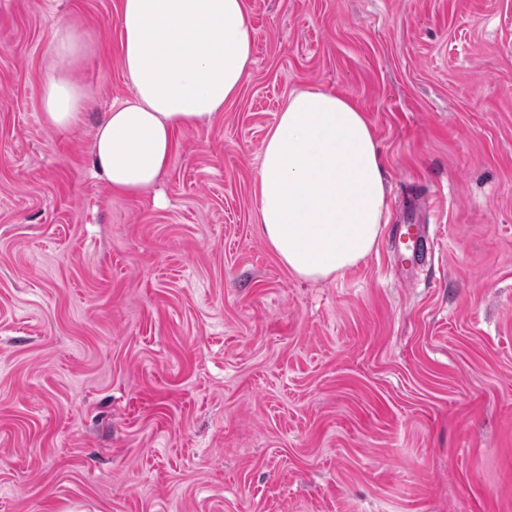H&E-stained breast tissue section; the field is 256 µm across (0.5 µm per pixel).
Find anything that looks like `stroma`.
<instances>
[{
  "instance_id": "stroma-1",
  "label": "stroma",
  "mask_w": 512,
  "mask_h": 512,
  "mask_svg": "<svg viewBox=\"0 0 512 512\" xmlns=\"http://www.w3.org/2000/svg\"><path fill=\"white\" fill-rule=\"evenodd\" d=\"M254 63L131 198L120 0H0V512H512V0H247ZM74 27L83 121L43 120ZM365 112L387 222L303 281L256 223L288 95ZM423 201L432 259L398 273Z\"/></svg>"
}]
</instances>
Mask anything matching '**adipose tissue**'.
Instances as JSON below:
<instances>
[{"label": "adipose tissue", "mask_w": 512, "mask_h": 512, "mask_svg": "<svg viewBox=\"0 0 512 512\" xmlns=\"http://www.w3.org/2000/svg\"><path fill=\"white\" fill-rule=\"evenodd\" d=\"M121 53L132 86L95 131L93 164L113 193L135 197L166 172L176 131L211 124L240 90L255 31L245 0H121ZM42 110L80 123L87 92L70 69L83 49L59 22ZM260 233L303 280L344 273L373 250L385 222L383 164L371 126L349 99L292 92L263 142L254 187Z\"/></svg>", "instance_id": "adipose-tissue-1"}]
</instances>
